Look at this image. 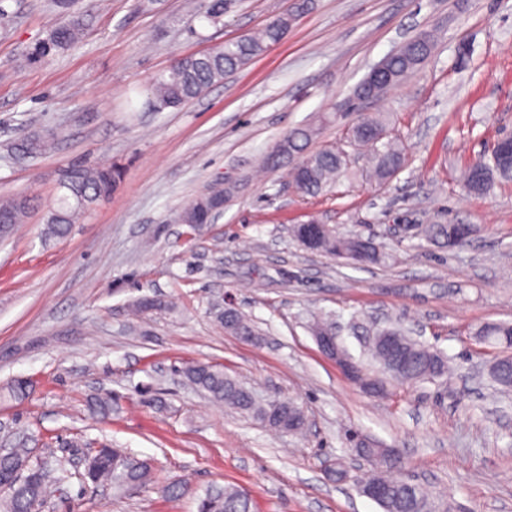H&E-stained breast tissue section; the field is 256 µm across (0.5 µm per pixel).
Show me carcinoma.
I'll list each match as a JSON object with an SVG mask.
<instances>
[{
  "label": "carcinoma",
  "instance_id": "1",
  "mask_svg": "<svg viewBox=\"0 0 512 512\" xmlns=\"http://www.w3.org/2000/svg\"><path fill=\"white\" fill-rule=\"evenodd\" d=\"M228 0H208L204 6V17L215 23L224 16ZM309 0H298L294 10L285 15L273 17L257 35L224 44L223 47L201 55L188 56L176 60L168 72L155 83L153 96L159 107H178L202 96L214 84L224 80L226 74L245 67L264 54L275 44L282 33L292 25L295 19L307 11ZM81 24L75 19L56 27L35 50L39 58L62 52L78 40ZM434 48L433 35L424 40H410L401 45L385 61L386 69L392 74V85L399 84L409 73L420 66V60L431 55ZM387 89L372 83L357 85L343 102L346 112L358 113L357 121L346 133L349 143L364 147L370 151V162L376 179L384 183L390 175L400 170L405 162L404 150L389 142L376 144L368 132L387 130L384 120L373 114L359 111L361 101L368 97L379 99ZM317 134L312 125H302L291 129L286 136L287 151L274 152L267 157V165L275 170L283 166L284 160L305 152L308 143ZM68 178L58 183L61 195L46 218V234L55 238H64L69 233L80 212L92 207L98 201L112 194L120 173H112L110 167L89 168L72 166ZM348 171L343 150L334 146L325 147L304 157L289 169L291 183L302 194L312 197L325 192L336 179ZM499 181H512V166L505 163L496 151L479 155L463 173L464 188L475 195L490 191ZM31 200L11 198L0 201V213L10 224H16ZM212 207V192L200 195L180 217L184 224L202 223V216ZM359 236H343L334 231L323 239L319 251L336 256L343 254L344 259L357 263L383 264L388 259L386 252H376L363 245ZM224 328L236 336L252 340L257 336L252 324L237 310L220 314ZM388 334L399 339L400 347L396 358L398 367L394 380L400 382H435L445 376L448 360L444 355L409 337L399 327H384L375 335ZM190 383L205 390L219 403H224L251 415L270 428L286 433L301 431L305 423L298 422L288 429V411L296 408L292 402H280L282 418L272 415V410L256 400L253 393L236 379L224 374V371L205 363L190 365L185 371ZM367 452L377 458L380 468L359 479L368 483L373 479L390 487V496L377 502L382 512H413L418 503H437L446 512L448 504L441 495H434L425 488L413 484L401 485V479L389 475L395 467L396 459L386 457L380 448H369ZM84 484L97 487L110 483L118 491L139 488L152 482L153 469L146 460L125 456L116 448H97L84 460ZM55 471L49 464H32L23 448H12L0 453V512H34L33 506L46 502L51 474ZM199 512H252L248 496L237 487L226 485L222 488L208 489L199 500Z\"/></svg>",
  "mask_w": 512,
  "mask_h": 512
}]
</instances>
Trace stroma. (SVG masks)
<instances>
[{
    "label": "stroma",
    "mask_w": 512,
    "mask_h": 512,
    "mask_svg": "<svg viewBox=\"0 0 512 512\" xmlns=\"http://www.w3.org/2000/svg\"><path fill=\"white\" fill-rule=\"evenodd\" d=\"M202 3L75 0L81 39L33 62L64 15L51 0H0V199L34 201L0 240V448L65 463L45 512H198L199 495L227 484L253 512H381L353 482L373 467L355 433L393 449L398 476L446 495L449 512H512V392L491 381L494 350L474 339L480 325L512 323V182L486 195L461 182L512 131V0H311L263 56L157 109L152 84L176 59L249 35L291 0H231L217 23ZM422 29L435 33L432 55L363 106L389 116L405 150L393 178L371 180L354 151L351 175L313 198L266 168L288 129L316 123ZM48 132L52 151L19 156L17 143ZM115 163L117 190L69 236L48 237L60 171ZM222 185L231 195L215 223L179 222ZM313 218L373 239L386 264L306 250L292 228ZM443 219L478 232L454 249L428 241L422 225ZM140 299L157 307L137 318ZM227 304L257 340L225 332ZM319 314L366 371L371 328L395 323L447 356L451 383L365 393L320 350ZM196 362L296 403L305 431L277 433L216 403L186 380ZM17 380L21 398L7 393ZM100 447L149 460L152 483L83 490L84 459ZM339 460L351 481L328 479Z\"/></svg>",
    "instance_id": "1"
}]
</instances>
